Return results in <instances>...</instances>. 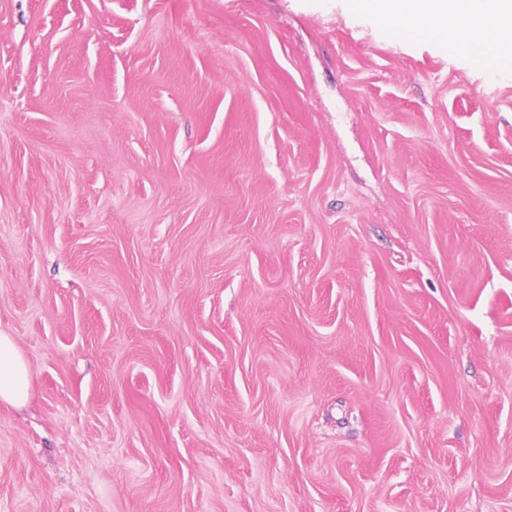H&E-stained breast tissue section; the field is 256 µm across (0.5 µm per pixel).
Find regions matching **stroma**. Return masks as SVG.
<instances>
[{
	"label": "stroma",
	"instance_id": "35a3bbf8",
	"mask_svg": "<svg viewBox=\"0 0 512 512\" xmlns=\"http://www.w3.org/2000/svg\"><path fill=\"white\" fill-rule=\"evenodd\" d=\"M0 329V512H512V68L0 0ZM32 378L13 337L0 331V403L16 408L29 404L35 397Z\"/></svg>",
	"mask_w": 512,
	"mask_h": 512
}]
</instances>
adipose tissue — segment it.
I'll return each mask as SVG.
<instances>
[{
  "mask_svg": "<svg viewBox=\"0 0 512 512\" xmlns=\"http://www.w3.org/2000/svg\"><path fill=\"white\" fill-rule=\"evenodd\" d=\"M350 12L395 28L399 38L431 40L464 54L512 62V0H348ZM32 371L12 336L0 331V403L35 397Z\"/></svg>",
  "mask_w": 512,
  "mask_h": 512,
  "instance_id": "obj_1",
  "label": "adipose tissue"
}]
</instances>
